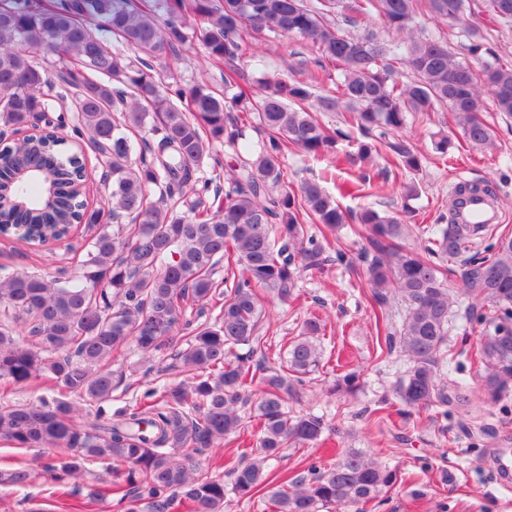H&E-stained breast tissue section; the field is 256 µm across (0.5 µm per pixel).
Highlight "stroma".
Wrapping results in <instances>:
<instances>
[{
	"label": "stroma",
	"mask_w": 512,
	"mask_h": 512,
	"mask_svg": "<svg viewBox=\"0 0 512 512\" xmlns=\"http://www.w3.org/2000/svg\"><path fill=\"white\" fill-rule=\"evenodd\" d=\"M316 55L311 44L268 37L240 61V83L257 86L263 73L287 64L297 79L310 80ZM153 67L170 85L224 90L223 69L210 64L197 38L182 46L177 56L155 61ZM484 115L497 136L492 151L464 144L445 155L436 153L433 134L455 129L450 111L442 108L410 119L404 131L425 157L419 174L397 169L381 153L371 163L350 165L331 155L313 159L292 149L285 158L288 179L296 186L316 180L332 193L347 188V195L338 198L347 209L361 204L380 211L410 208L413 215L404 243L412 248L420 247L438 225L447 223L456 185L487 187L498 198L502 229L512 233V118L502 119L489 107ZM411 181L418 182L420 192L417 199L408 201L402 186ZM83 238L78 227L68 239L31 248L16 234L0 235V268L49 276L74 272V254ZM368 295L361 271L333 265L303 273L288 301L262 291V344L255 358L264 368L281 365L306 319L315 315L323 320L324 333L318 338L320 365L303 389L289 398L288 410L323 415L331 427L319 442L285 448L270 461L266 471L271 485L303 473L314 461L330 466L345 449L358 448L396 468L401 476L372 512H512V487L502 483L497 470L501 459H512V398L501 403L497 414L480 419L455 408L445 418L431 408L402 414L378 411L380 399L391 397L396 379L409 363L400 353L382 352ZM347 369L358 373V390L333 393L337 374ZM112 371L115 388L107 409L113 415L135 408L148 390L187 378L181 369L171 368L168 356L143 358L131 342L114 355ZM262 389L259 381L249 388L251 403L240 411V431L224 441L191 449L190 456L200 469L220 476L232 457L243 452L257 457L259 426L253 405ZM48 457V451L18 448L0 440V512H146L143 504L122 503L117 496L107 495L119 463L86 462L76 490L60 494L53 492V482L43 468ZM20 468L30 473L23 488L8 480Z\"/></svg>",
	"instance_id": "stroma-1"
}]
</instances>
